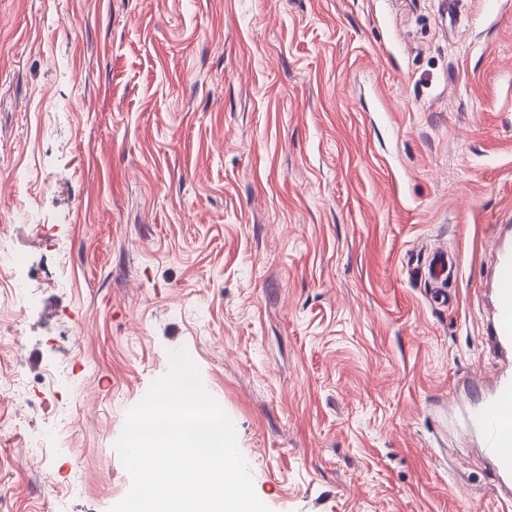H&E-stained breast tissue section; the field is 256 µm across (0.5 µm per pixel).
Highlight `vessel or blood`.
Instances as JSON below:
<instances>
[{
    "label": "vessel or blood",
    "instance_id": "1",
    "mask_svg": "<svg viewBox=\"0 0 512 512\" xmlns=\"http://www.w3.org/2000/svg\"><path fill=\"white\" fill-rule=\"evenodd\" d=\"M500 306L498 334L512 341V251L496 253ZM472 422L485 437V451L498 469L500 478H512V384L503 385L497 394L476 410Z\"/></svg>",
    "mask_w": 512,
    "mask_h": 512
}]
</instances>
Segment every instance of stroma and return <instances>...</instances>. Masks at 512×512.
I'll use <instances>...</instances> for the list:
<instances>
[{
	"mask_svg": "<svg viewBox=\"0 0 512 512\" xmlns=\"http://www.w3.org/2000/svg\"><path fill=\"white\" fill-rule=\"evenodd\" d=\"M458 4L0 0V512H109L178 349L270 512H512V0ZM496 264L500 296V308L497 310L498 334L502 340L512 341V250L499 249ZM472 422L483 432L485 451L496 462L500 478L512 480V384H504L477 409Z\"/></svg>",
	"mask_w": 512,
	"mask_h": 512,
	"instance_id": "1",
	"label": "stroma"
}]
</instances>
